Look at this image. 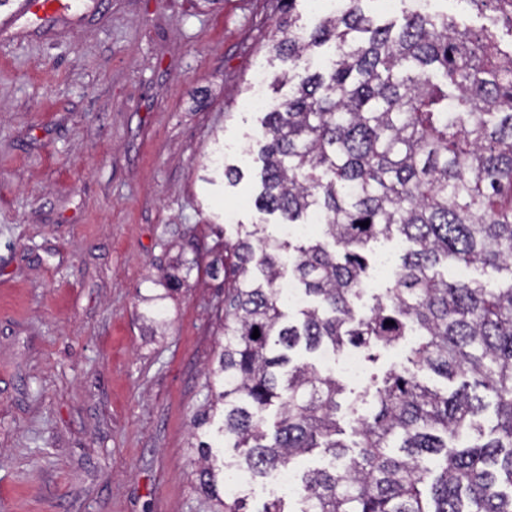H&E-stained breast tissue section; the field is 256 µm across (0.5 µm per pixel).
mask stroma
<instances>
[{
  "mask_svg": "<svg viewBox=\"0 0 512 512\" xmlns=\"http://www.w3.org/2000/svg\"><path fill=\"white\" fill-rule=\"evenodd\" d=\"M0 8V512H203L191 421L207 408L223 340L224 276L207 270L259 213L265 74L285 100L269 38L282 0H82L51 19ZM436 14L512 34L490 11ZM244 173L206 183L215 140ZM373 246L358 311L391 282ZM196 269L178 290L163 277ZM161 296L168 326L139 314Z\"/></svg>",
  "mask_w": 512,
  "mask_h": 512,
  "instance_id": "1",
  "label": "stroma"
}]
</instances>
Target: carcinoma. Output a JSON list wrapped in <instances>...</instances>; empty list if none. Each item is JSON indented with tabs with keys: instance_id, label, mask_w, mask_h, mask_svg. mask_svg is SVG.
Instances as JSON below:
<instances>
[{
	"instance_id": "obj_1",
	"label": "carcinoma",
	"mask_w": 512,
	"mask_h": 512,
	"mask_svg": "<svg viewBox=\"0 0 512 512\" xmlns=\"http://www.w3.org/2000/svg\"><path fill=\"white\" fill-rule=\"evenodd\" d=\"M295 2L284 0L270 37L294 89L263 120L256 206L284 224L318 214L343 252L280 241L263 224L224 243V345L193 426L220 416L216 434L232 454L197 441L196 488L207 512H249L247 494L224 492L227 470L261 478L317 450L330 465L303 473L296 512H512V286L437 271L453 261L512 272V52L493 31L446 15L376 24L364 0H341L304 30ZM467 2L512 28V0ZM327 43L330 67L300 68ZM396 235L411 247L359 316L363 251ZM285 249L310 298L294 318L277 293ZM153 301L141 314L152 333L165 324ZM406 336L418 339L408 362L458 382L454 390L394 366L370 381L377 409L363 414L342 403L336 377L293 359L327 344L372 359ZM341 413L354 417L346 439Z\"/></svg>"
}]
</instances>
